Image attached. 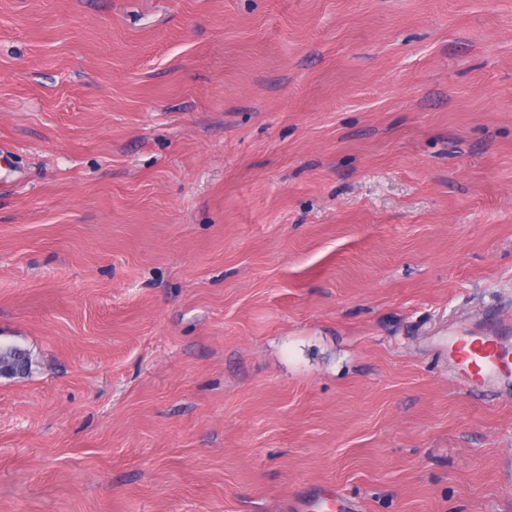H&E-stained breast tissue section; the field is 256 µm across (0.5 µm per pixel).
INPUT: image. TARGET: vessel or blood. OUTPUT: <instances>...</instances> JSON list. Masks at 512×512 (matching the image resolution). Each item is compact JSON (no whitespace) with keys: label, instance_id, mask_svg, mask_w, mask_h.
Here are the masks:
<instances>
[{"label":"vessel or blood","instance_id":"obj_1","mask_svg":"<svg viewBox=\"0 0 512 512\" xmlns=\"http://www.w3.org/2000/svg\"><path fill=\"white\" fill-rule=\"evenodd\" d=\"M448 361L459 382L470 388L497 384L503 393L512 392V344L493 331L454 338L448 344ZM294 512H354L353 503L328 491L296 500Z\"/></svg>","mask_w":512,"mask_h":512}]
</instances>
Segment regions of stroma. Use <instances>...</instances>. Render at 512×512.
<instances>
[{"label":"stroma","instance_id":"stroma-1","mask_svg":"<svg viewBox=\"0 0 512 512\" xmlns=\"http://www.w3.org/2000/svg\"><path fill=\"white\" fill-rule=\"evenodd\" d=\"M0 512H512V0H0ZM448 361L459 382L479 388L494 382L510 395L512 390V344L494 331H479L448 343ZM16 359L21 363L22 367L19 372L10 377L26 375L31 369V361L28 353L24 349L18 346H5L0 344V369L3 365L17 362ZM294 512H355V504L344 499H336L335 491L318 493L296 500L290 505Z\"/></svg>","mask_w":512,"mask_h":512}]
</instances>
